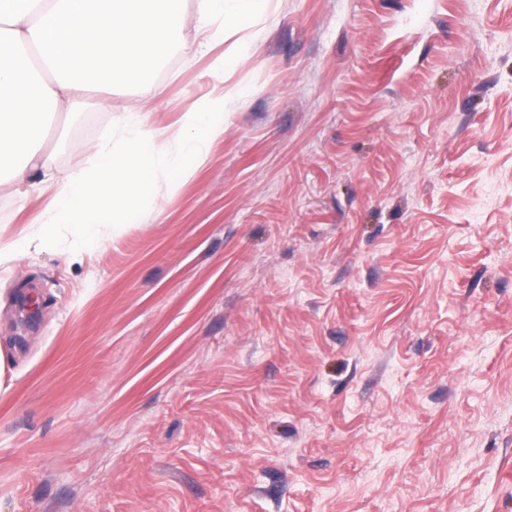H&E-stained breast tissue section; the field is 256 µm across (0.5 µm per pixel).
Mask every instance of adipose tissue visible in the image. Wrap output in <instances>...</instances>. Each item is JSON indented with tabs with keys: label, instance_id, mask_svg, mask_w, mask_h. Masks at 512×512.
I'll return each instance as SVG.
<instances>
[{
	"label": "adipose tissue",
	"instance_id": "obj_1",
	"mask_svg": "<svg viewBox=\"0 0 512 512\" xmlns=\"http://www.w3.org/2000/svg\"><path fill=\"white\" fill-rule=\"evenodd\" d=\"M179 0H0V175L46 197L32 225L0 245V264L71 234L93 244L117 224H136L156 192L197 162L224 133V58L215 44L251 26L268 0H199L193 48L212 54L216 83L182 112L176 127H153L129 112L105 129L88 167L59 169L41 145L49 112L129 84L157 93L155 75L183 25Z\"/></svg>",
	"mask_w": 512,
	"mask_h": 512
}]
</instances>
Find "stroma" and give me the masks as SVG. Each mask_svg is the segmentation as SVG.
<instances>
[{
  "instance_id": "obj_1",
  "label": "stroma",
  "mask_w": 512,
  "mask_h": 512,
  "mask_svg": "<svg viewBox=\"0 0 512 512\" xmlns=\"http://www.w3.org/2000/svg\"><path fill=\"white\" fill-rule=\"evenodd\" d=\"M181 9L160 95L55 112L59 168L212 89ZM245 34L155 212L0 266V512H512V0H270ZM43 205L0 183V235Z\"/></svg>"
}]
</instances>
